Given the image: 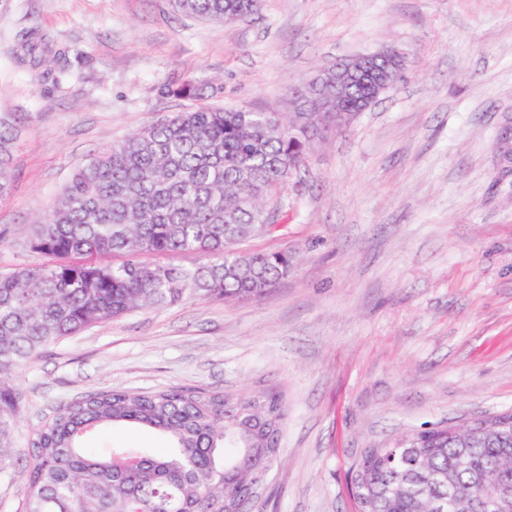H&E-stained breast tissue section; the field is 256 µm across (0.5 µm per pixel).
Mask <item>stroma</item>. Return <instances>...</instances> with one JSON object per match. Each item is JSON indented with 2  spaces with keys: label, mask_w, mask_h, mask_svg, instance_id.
<instances>
[{
  "label": "stroma",
  "mask_w": 512,
  "mask_h": 512,
  "mask_svg": "<svg viewBox=\"0 0 512 512\" xmlns=\"http://www.w3.org/2000/svg\"><path fill=\"white\" fill-rule=\"evenodd\" d=\"M384 50L403 52V78L353 125L320 133L278 231L241 244L292 253L288 277L260 297L129 312L15 375L0 512H23L31 432L96 391L279 393V453L250 512H352L346 474L362 449L512 411V187L494 184L512 0H265L226 25L171 0H8L0 114L18 113L21 130L0 273L43 262L32 226L76 170L191 106L173 88L287 113L301 82Z\"/></svg>",
  "instance_id": "1"
}]
</instances>
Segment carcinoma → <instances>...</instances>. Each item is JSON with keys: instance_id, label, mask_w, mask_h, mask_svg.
Listing matches in <instances>:
<instances>
[{"instance_id": "1", "label": "carcinoma", "mask_w": 512, "mask_h": 512, "mask_svg": "<svg viewBox=\"0 0 512 512\" xmlns=\"http://www.w3.org/2000/svg\"><path fill=\"white\" fill-rule=\"evenodd\" d=\"M214 24L259 14L264 0H173ZM371 95L355 84L331 105ZM319 115L189 107L145 125L78 169L31 248L50 261L0 275V471L12 465L20 396L10 383L50 344L130 311L188 299L262 295L288 276L286 251H235L276 229L279 194L311 145L291 128ZM15 121L0 115V197L12 187ZM188 251L199 267L153 264ZM120 254L118 265L98 257ZM280 396L111 389L56 410L31 436L25 512H244L280 445ZM122 428L158 436L157 448H116ZM420 429L365 448L347 474L355 512H448V481L465 501L486 477L512 491V411Z\"/></svg>"}]
</instances>
